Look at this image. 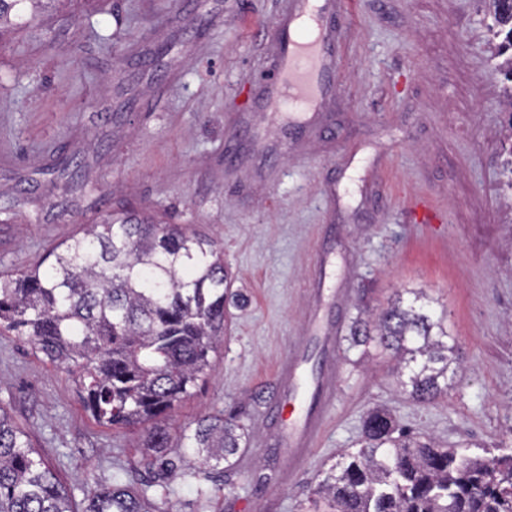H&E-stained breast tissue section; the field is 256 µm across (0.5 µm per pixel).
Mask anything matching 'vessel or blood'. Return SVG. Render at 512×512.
<instances>
[{
	"label": "vessel or blood",
	"instance_id": "obj_1",
	"mask_svg": "<svg viewBox=\"0 0 512 512\" xmlns=\"http://www.w3.org/2000/svg\"><path fill=\"white\" fill-rule=\"evenodd\" d=\"M335 40L336 14L325 0H293L289 25L281 33L277 54L262 85L264 108L289 113L293 125L298 122V114L316 108L325 94ZM301 371L300 350L291 348L279 363L281 386L297 389ZM334 379L332 368L322 371L317 381V406L307 411L301 424L290 431L284 451L292 465H300L313 444L323 414L332 404Z\"/></svg>",
	"mask_w": 512,
	"mask_h": 512
}]
</instances>
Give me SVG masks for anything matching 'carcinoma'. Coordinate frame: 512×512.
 <instances>
[{
    "instance_id": "cac0c4a2",
    "label": "carcinoma",
    "mask_w": 512,
    "mask_h": 512,
    "mask_svg": "<svg viewBox=\"0 0 512 512\" xmlns=\"http://www.w3.org/2000/svg\"><path fill=\"white\" fill-rule=\"evenodd\" d=\"M488 9L503 35L512 142V0H488ZM52 256L43 270L0 272V332L27 337L53 363L79 367L92 416L114 428L147 427L154 478L175 481L168 421L212 368L229 306L240 303L223 251L178 224L127 212L103 216ZM427 302L423 290L407 288L381 313L359 319L352 337L354 347L392 352L397 384L420 403L448 394V371L462 360ZM247 436L234 413L198 420L187 437L198 471L229 461ZM316 493L327 512H512V454L472 459L404 433L390 413L373 409L361 447L326 472ZM0 512H74L68 490L1 407ZM84 512L148 510L144 492L117 482L88 495Z\"/></svg>"
}]
</instances>
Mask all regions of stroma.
Instances as JSON below:
<instances>
[{
    "label": "stroma",
    "instance_id": "35a3bbf8",
    "mask_svg": "<svg viewBox=\"0 0 512 512\" xmlns=\"http://www.w3.org/2000/svg\"><path fill=\"white\" fill-rule=\"evenodd\" d=\"M334 2L335 80L288 137L287 114L261 110L258 79L289 0H56L35 18L24 2L0 37V271L130 209L216 240L247 298L176 405L168 455L191 457L187 435L220 410L248 436L223 477L189 473L170 494L142 463L143 428L99 425L76 372L0 335V407L76 512L116 477L154 512H314L319 475L356 449L376 408L461 454L512 451V189L488 7ZM63 155L77 169L58 167ZM321 270L315 315L307 282ZM404 288L425 289L462 348L432 403L397 389L388 352L350 345L359 317ZM333 314L336 397L296 469L277 444L290 406L275 365L304 342L303 373L316 376Z\"/></svg>",
    "mask_w": 512,
    "mask_h": 512
}]
</instances>
